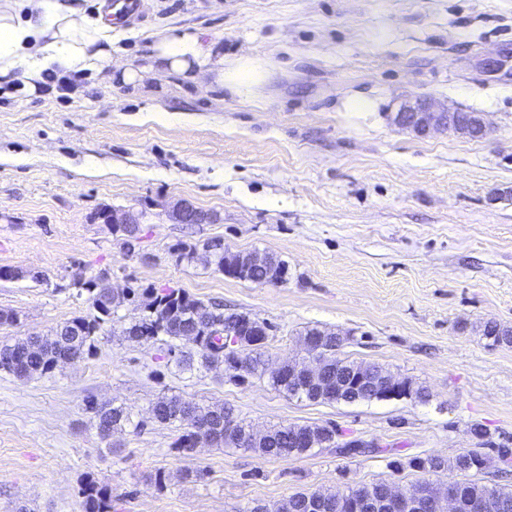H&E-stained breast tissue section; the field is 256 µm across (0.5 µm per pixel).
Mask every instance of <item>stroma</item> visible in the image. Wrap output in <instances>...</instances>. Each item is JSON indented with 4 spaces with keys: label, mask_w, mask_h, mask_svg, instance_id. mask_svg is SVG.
<instances>
[{
    "label": "stroma",
    "mask_w": 512,
    "mask_h": 512,
    "mask_svg": "<svg viewBox=\"0 0 512 512\" xmlns=\"http://www.w3.org/2000/svg\"><path fill=\"white\" fill-rule=\"evenodd\" d=\"M172 27L218 42L225 68L253 60L261 79L239 94L177 75L141 86L89 76L64 99L0 81V267L20 272L0 278V309L19 316L0 344L89 314L74 280L106 269L117 290L179 288L267 322L270 363L299 357L317 326L345 337L341 356L431 397L313 403L220 365L182 371L164 339L123 338L138 314L126 305L95 357L49 376L0 371V512H83L88 474L111 487L114 512H246L301 490L410 486L419 473L393 475L390 460L477 447L474 424L512 449V346L478 328L512 326V0H146L143 18L115 31L114 61L144 66ZM357 97L375 111H352ZM410 97L482 113L487 132L398 128L391 115ZM180 200L210 222L179 223ZM103 208L147 212L135 252L96 220ZM214 239L278 256L287 281L217 271L202 249ZM183 244L194 259L179 257ZM162 393L230 405L260 430L331 424L381 450L180 454L175 430L147 421ZM89 397L146 427L101 440ZM187 469L202 475L183 480ZM482 335L491 341V345H512V327L495 320H486L480 325ZM379 376L381 382H383L385 388L387 389V393L390 395L399 396L401 393H403L405 382L413 393L411 400L426 402L430 398V393L426 387L422 385H416L412 380L408 378H403L404 381H402L386 369H380Z\"/></svg>",
    "instance_id": "1"
}]
</instances>
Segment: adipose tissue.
I'll list each match as a JSON object with an SVG mask.
<instances>
[{
  "mask_svg": "<svg viewBox=\"0 0 512 512\" xmlns=\"http://www.w3.org/2000/svg\"><path fill=\"white\" fill-rule=\"evenodd\" d=\"M112 66L110 20L88 18L65 0H0V78L19 72L33 83L46 72L58 78L88 72L109 81ZM161 69L194 82L209 75L238 91L257 79L250 62L225 69L218 43H203L199 35L177 28L156 43L147 65L123 70L121 78L141 84Z\"/></svg>",
  "mask_w": 512,
  "mask_h": 512,
  "instance_id": "obj_1",
  "label": "adipose tissue"
}]
</instances>
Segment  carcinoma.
Instances as JSON below:
<instances>
[{"label":"carcinoma","instance_id":"cac0c4a2","mask_svg":"<svg viewBox=\"0 0 512 512\" xmlns=\"http://www.w3.org/2000/svg\"><path fill=\"white\" fill-rule=\"evenodd\" d=\"M209 249L218 271L233 277L254 283H271L285 280L286 266L277 256H272L269 264L261 268L245 265V253L224 249L219 240L204 244ZM88 294L93 313L76 316L64 322L52 334L30 337L24 343L3 345L0 347V370L27 378L33 374L50 375L61 363L79 362L93 357L98 351V342L103 325L112 320V315L127 302L142 298V313L132 319L126 328L124 338L131 342L142 339L166 336L173 341L168 354L175 357L181 368H191L194 364L208 368L232 360V355L224 351V330L258 320L246 313L224 310L221 304H206L176 288H131L127 292L115 294L104 287L97 278L88 280L79 278L74 282ZM482 335L491 341V345H512V327L495 320H486L481 325ZM244 348L252 354L249 367L234 373L233 378L245 382L252 376H263L265 370L266 348L264 337H240ZM321 347L320 358L324 365L323 377L311 384L288 382V369L277 376H269L271 384L283 393L301 400L320 403H336V384L344 385L343 402H369L378 399L377 392L362 385L355 389L353 381L361 375H372L376 365L350 361L338 356L344 344V338L324 329L317 337ZM85 410L91 414L92 422L102 439L112 436V432L126 426L141 430L147 423L133 420L131 414L122 405L100 404L93 398L85 400ZM152 422L173 427L181 434L174 442L173 449L187 453L194 449L197 425L207 424V433L211 443L227 448H241L239 440L249 431L250 426L235 418L230 406L204 407L183 400L177 395L161 394L150 408ZM296 424L277 426L267 430L266 434L253 442L250 451L273 458L301 456L308 452L306 448H297L293 444ZM479 456L465 448L451 458L440 456H415L403 462L393 459L389 467L395 472L407 468L423 475H439L444 472H456L466 476L457 481L464 501L485 500L493 504L512 506V488L506 490L497 485H487L468 479V475L478 474ZM385 481H376L349 487L338 493L341 499L375 498L384 499ZM83 512H112L111 489L91 477L83 480L80 487ZM314 493L297 491L288 498L268 502L256 500L247 512H309V503Z\"/></svg>","mask_w":512,"mask_h":512}]
</instances>
